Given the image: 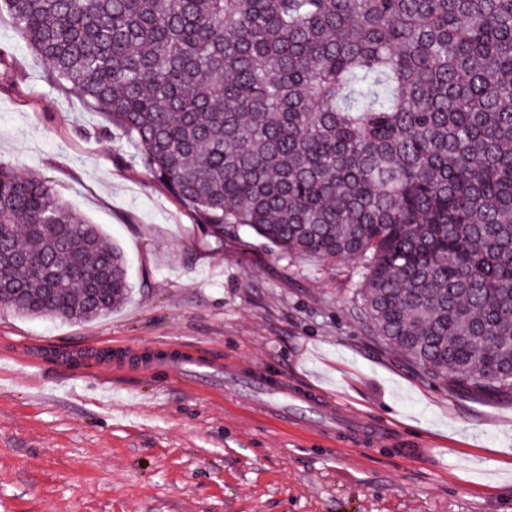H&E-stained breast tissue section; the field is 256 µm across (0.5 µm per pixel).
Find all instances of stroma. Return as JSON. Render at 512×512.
<instances>
[{
    "label": "stroma",
    "instance_id": "1",
    "mask_svg": "<svg viewBox=\"0 0 512 512\" xmlns=\"http://www.w3.org/2000/svg\"><path fill=\"white\" fill-rule=\"evenodd\" d=\"M0 54V163L100 225L132 285L89 322L0 309V512H512V393L434 383L377 344L353 260L289 263L244 227L205 236L47 81L2 10ZM169 345L303 386L388 435L324 437L263 417L247 393L143 368Z\"/></svg>",
    "mask_w": 512,
    "mask_h": 512
}]
</instances>
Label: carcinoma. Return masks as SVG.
<instances>
[{
    "instance_id": "cac0c4a2",
    "label": "carcinoma",
    "mask_w": 512,
    "mask_h": 512,
    "mask_svg": "<svg viewBox=\"0 0 512 512\" xmlns=\"http://www.w3.org/2000/svg\"><path fill=\"white\" fill-rule=\"evenodd\" d=\"M215 243L352 259L373 340L512 392V0H0ZM4 308L88 322L120 248L0 163Z\"/></svg>"
}]
</instances>
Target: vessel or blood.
Wrapping results in <instances>:
<instances>
[{"mask_svg": "<svg viewBox=\"0 0 512 512\" xmlns=\"http://www.w3.org/2000/svg\"><path fill=\"white\" fill-rule=\"evenodd\" d=\"M168 369L185 383L196 388H210L215 384L213 366L193 350L183 349L170 354ZM225 386L247 389L251 395L262 397L268 413L315 431H332L345 434L359 444H370L383 436L380 427L357 417H347L334 408L325 406L312 394L287 386L267 384L258 375L244 374L233 368L224 371Z\"/></svg>", "mask_w": 512, "mask_h": 512, "instance_id": "vessel-or-blood-1", "label": "vessel or blood"}]
</instances>
